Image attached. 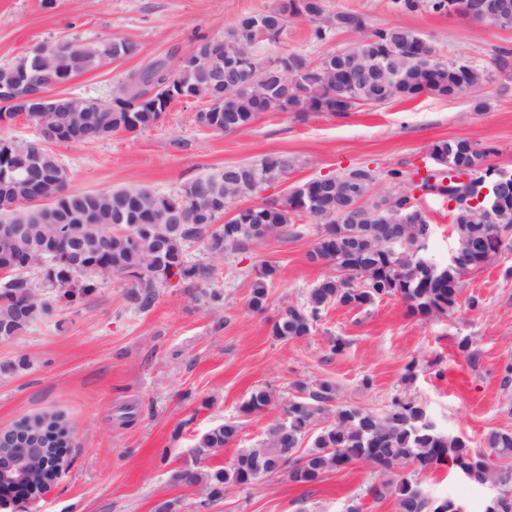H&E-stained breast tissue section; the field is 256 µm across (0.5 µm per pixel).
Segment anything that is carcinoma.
Here are the masks:
<instances>
[{
    "mask_svg": "<svg viewBox=\"0 0 512 512\" xmlns=\"http://www.w3.org/2000/svg\"><path fill=\"white\" fill-rule=\"evenodd\" d=\"M512 0H395L399 7L434 13H459L478 5L495 10ZM312 24L311 39L324 43L340 32L359 38L329 51L316 60L288 53V64L270 71L264 80L252 76V59L258 56L255 35L245 29L250 21L270 28H286L293 19ZM419 34L394 26L367 31L364 17L355 11H308L306 0H278L268 11L243 16L235 29L219 39L201 36L197 51L210 43L224 47L222 64L182 63L169 54L155 59L127 76L114 92L112 109L80 97L78 112L43 114L47 127L77 124L78 144L105 140L119 131L140 132L156 125L168 111L175 95L206 103L194 113V122L206 129L231 133L245 129L262 112L346 113L365 105H382L410 100L423 94L453 97L465 87L479 89L488 79L487 69L469 62L432 61L418 64L413 48ZM134 45L125 39H106L80 50L73 42L37 47L13 62L0 65V79L18 77L32 86L48 85L56 78L72 79L102 68L110 61L131 55ZM155 95L143 102L137 98L149 90ZM38 122V115L16 104L0 106V199L26 202L8 208L0 205V225L23 224L27 231L10 239L0 237V254L13 255L11 277L0 284V338L25 332L40 315L56 308L76 309L85 305L100 285L113 276L128 283L126 298L140 311L154 307L158 288L178 283L195 284L212 275L210 268L190 262L186 245L203 242L217 256L246 242L259 244L273 234H285L292 220L303 215L315 218L320 231L310 259L334 265L336 274L325 277L313 288L306 302L289 305L273 324L279 339H298L311 334L323 310L330 305L351 309L368 306L384 298H401L412 315L429 317L451 313L459 306V267H445L436 277L418 268L412 247L425 236L430 225L419 222L417 203L406 191L391 195L385 208L371 203L359 210V223L352 225L357 241L342 236L345 225L337 223L340 213L370 192L376 177L367 167L341 175L306 181L281 201H268L251 208L220 227L225 201L258 193L264 185L288 175L293 160L286 155L269 156L256 163L228 165L223 170L185 184L174 195L144 188L109 192H74L56 154L48 147L3 133L18 116ZM433 155H452L476 168L481 184L496 169L489 163L493 150L476 149L465 138L441 140L432 145ZM496 194L506 201L497 213V223L482 222L478 209L451 210L453 238L463 248L471 241L494 240L498 231L512 236V179L499 180ZM65 224L68 233L57 234ZM47 260L41 279L24 272ZM277 267L264 264L255 270L249 307L262 312L268 302V287ZM53 288L51 300L39 297L41 287ZM298 396L283 408V419L272 423L264 436L250 448H241L227 467L207 472L187 468L178 479L188 486L204 484L212 501L224 499L232 488L244 490L261 477L285 474L295 483L317 481L325 472L367 461L385 473L413 466L423 473L450 463L475 471L482 482H506L512 470L487 468L486 458L512 460V429L500 428L484 438L485 449L459 436H449L432 427L426 409L407 399L392 400L379 414L347 404L336 405L335 389L327 382L313 387L296 384ZM273 403L272 392L259 388L251 393L242 412H262ZM59 415H39L4 433V438H25L46 448L39 480L56 475L55 461L61 458L68 440L60 428ZM238 434V425L222 423L204 432L196 443L197 453L212 455ZM310 444L297 454L302 442ZM368 493L377 499L389 494L402 512H440V503L430 498L421 483L409 476L396 484L373 485Z\"/></svg>",
    "mask_w": 512,
    "mask_h": 512,
    "instance_id": "1",
    "label": "carcinoma"
}]
</instances>
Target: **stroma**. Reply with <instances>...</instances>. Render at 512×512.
I'll return each instance as SVG.
<instances>
[{"label": "stroma", "instance_id": "1", "mask_svg": "<svg viewBox=\"0 0 512 512\" xmlns=\"http://www.w3.org/2000/svg\"><path fill=\"white\" fill-rule=\"evenodd\" d=\"M277 0H0V64L36 46L62 41L86 43L125 38L135 52L73 78L64 92L110 101L128 74L168 54L180 55L194 37H220L244 15L274 7ZM327 10L347 8L363 15L369 29L403 26L425 38L445 61L466 60L488 68L476 91L451 98L423 95L412 100L329 112H267L247 128L221 133L202 128L195 103H175L160 122L137 133L118 132L94 144L55 146L70 190L107 192L146 188L173 194L194 179L224 166L285 154L294 166L285 177L243 207L284 199L299 184L363 166L375 171L371 191L379 198L394 185L387 170L404 174L432 169L431 146L466 138L493 147L491 163L512 172V76L493 67L500 48H512V30L471 22L458 15L408 11L392 0H325ZM311 25L297 20L279 41L259 43L261 55L297 51L319 58L350 44L342 33L313 42ZM431 234L424 254L443 264L452 244L446 204L421 196ZM318 237L312 218L302 217L290 234L246 244L215 256L191 243L189 261L212 270L201 286L164 285L155 306L140 312L125 301L122 278L104 282L86 306L52 310L21 335L0 339V431L36 414L62 415L72 431L68 467L35 512H156L165 501L172 512H395L393 497H372L370 486L399 482L408 468L380 473L356 462L324 473L308 484L268 475L245 491L231 490L210 503L201 487L176 479L177 472L229 465L237 450L261 439L293 398L295 382L333 385L336 401L384 412L392 398L417 401L444 433L482 447L489 431L512 427V383L504 367L512 358V249L463 281L462 297L475 296L480 309L422 318L410 315L400 298L361 308L325 309L310 336L284 340L273 323L288 305L305 303L311 288L332 275L333 265L310 262ZM278 268L268 306L248 307L252 276L262 263ZM224 293L212 309L208 289ZM469 337L478 353L470 365L457 349ZM341 352H332L334 340ZM418 361L413 379L405 367ZM258 388L273 392L266 411L242 414ZM234 422L235 444L213 456L196 454L199 436ZM428 496L448 499L462 512H484L501 487L477 484L441 465L419 474Z\"/></svg>", "mask_w": 512, "mask_h": 512}]
</instances>
